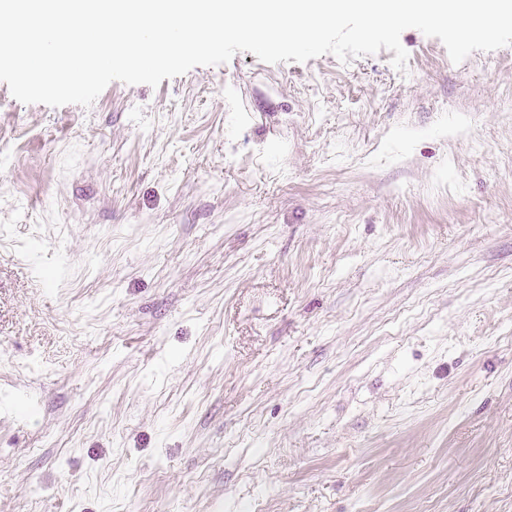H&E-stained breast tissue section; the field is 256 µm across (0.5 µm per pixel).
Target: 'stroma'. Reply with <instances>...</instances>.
Here are the masks:
<instances>
[{"instance_id":"1","label":"stroma","mask_w":512,"mask_h":512,"mask_svg":"<svg viewBox=\"0 0 512 512\" xmlns=\"http://www.w3.org/2000/svg\"><path fill=\"white\" fill-rule=\"evenodd\" d=\"M0 82V512H512V45Z\"/></svg>"}]
</instances>
